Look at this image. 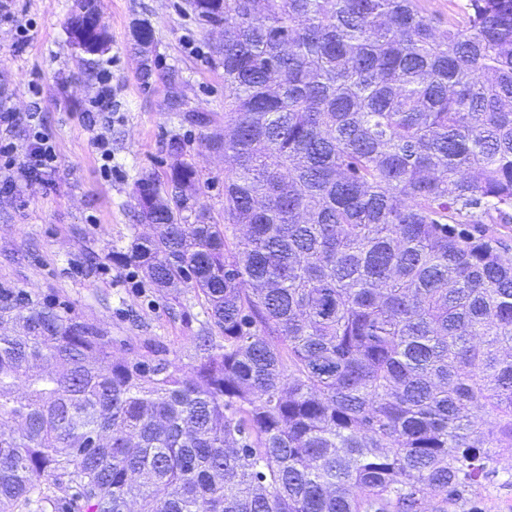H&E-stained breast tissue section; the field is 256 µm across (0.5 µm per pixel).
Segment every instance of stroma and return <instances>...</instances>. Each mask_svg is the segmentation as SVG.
Segmentation results:
<instances>
[{"label": "stroma", "instance_id": "obj_1", "mask_svg": "<svg viewBox=\"0 0 512 512\" xmlns=\"http://www.w3.org/2000/svg\"><path fill=\"white\" fill-rule=\"evenodd\" d=\"M74 5L8 0L0 12V103L18 114L12 125H0V141L12 143L16 163H23L33 112L57 154L53 172L22 183L15 194L0 193V286L68 305L82 321L110 332L114 357L163 348L185 364L191 331L180 308L143 284L135 268L116 265L112 247L131 240L137 186L148 176L165 180L174 139L203 174L193 206L223 213L224 157L206 145L224 132V69L215 52L222 37L186 12L185 0H103L111 44L90 68L69 43ZM144 21L154 41L142 54L135 30ZM104 71L112 102L97 108L92 100ZM188 112H207L215 121L198 128L185 121ZM99 138L112 151L108 174L99 168Z\"/></svg>", "mask_w": 512, "mask_h": 512}]
</instances>
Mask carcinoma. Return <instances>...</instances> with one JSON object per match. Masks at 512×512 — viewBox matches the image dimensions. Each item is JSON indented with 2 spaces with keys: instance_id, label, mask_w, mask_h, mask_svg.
I'll list each match as a JSON object with an SVG mask.
<instances>
[{
  "instance_id": "obj_1",
  "label": "carcinoma",
  "mask_w": 512,
  "mask_h": 512,
  "mask_svg": "<svg viewBox=\"0 0 512 512\" xmlns=\"http://www.w3.org/2000/svg\"><path fill=\"white\" fill-rule=\"evenodd\" d=\"M224 31V217L112 246L192 362L0 287V512H482L512 469V0H186ZM482 413L476 421L474 413ZM429 14L434 16L439 22V30L448 28V16L464 21L461 5L465 0H420Z\"/></svg>"
}]
</instances>
